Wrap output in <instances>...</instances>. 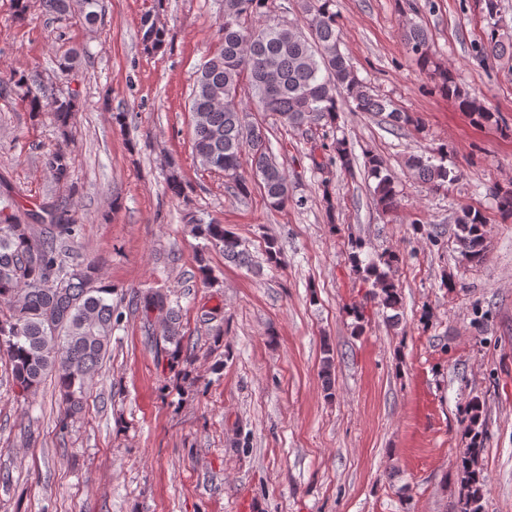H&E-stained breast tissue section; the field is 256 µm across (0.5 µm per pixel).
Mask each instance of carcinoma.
<instances>
[{"label": "carcinoma", "instance_id": "1", "mask_svg": "<svg viewBox=\"0 0 512 512\" xmlns=\"http://www.w3.org/2000/svg\"><path fill=\"white\" fill-rule=\"evenodd\" d=\"M43 10L59 19L78 18L89 26L101 21L103 0H41ZM301 24L290 25L273 13L269 0H224V23L217 32L218 47L197 71L191 93L193 154L207 170H220L237 194L249 190L246 171L259 180L274 209L292 199L288 174L271 153L265 129L245 120L247 98L259 111L270 112L290 127L307 124L336 128L343 105L353 104L355 112L386 114L388 124L398 130L413 122L405 111L373 92L357 76L354 66L340 51L335 0H297ZM498 0H484L486 36L475 46V58L482 62L512 59V37L499 32ZM144 50L152 52L164 44L165 29L147 15L142 21ZM403 39L420 70L436 81L438 90L458 103L481 123L501 120L496 110L470 96L457 75L436 61L427 29L419 22L408 23ZM18 89L30 111H52L62 141L47 155L46 164L59 182L71 176L68 141L71 119L78 111V92L70 84L49 86L34 71H13L0 78V90ZM320 168L336 163L353 173L357 157L343 138L334 137L321 146ZM369 174L375 180L373 193L383 210L399 206L398 191L390 171L374 155L366 157ZM409 169L431 187L439 189L460 178L444 161L434 163L423 155L408 157ZM172 196L188 199L180 172L173 168L166 177ZM497 208L505 219L512 218V185L492 188ZM191 232L222 249L224 259L246 267L252 259L242 241L211 219L191 218ZM484 216L468 212L459 220V241L464 254L480 261L484 256ZM63 201L43 202L38 209L23 211L11 203L0 209V358L5 360L14 384L24 395L36 393L48 373L58 379L64 403L61 427L81 413L90 383L102 368L112 342V332L121 314L112 304V288L96 285L92 267H70L65 263L67 243L79 235ZM397 261L394 254L380 257L364 268L377 288L373 296L382 306L394 309L398 292L387 268ZM130 303L148 318L152 310L165 312L163 340L172 346L170 355L193 357V349L182 343L178 311L170 295L155 289ZM479 431H473L472 446L462 459L469 491L460 512H479L482 484L473 469L479 451Z\"/></svg>", "mask_w": 512, "mask_h": 512}]
</instances>
